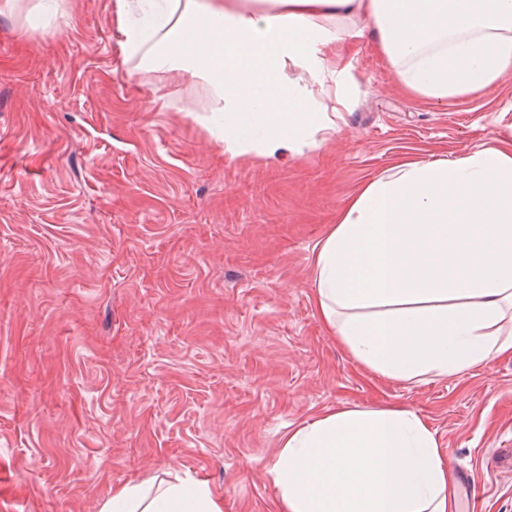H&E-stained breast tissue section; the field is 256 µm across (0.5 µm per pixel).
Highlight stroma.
<instances>
[{"mask_svg":"<svg viewBox=\"0 0 512 512\" xmlns=\"http://www.w3.org/2000/svg\"><path fill=\"white\" fill-rule=\"evenodd\" d=\"M0 0V512H97L113 487L202 479L224 512H272L281 436L328 408L429 424L470 512H512V358L405 382L353 359L314 307L313 255L345 200L408 160L512 137V75L435 104L401 92L367 22L341 133L230 156L211 95L130 78L113 0Z\"/></svg>","mask_w":512,"mask_h":512,"instance_id":"stroma-1","label":"stroma"}]
</instances>
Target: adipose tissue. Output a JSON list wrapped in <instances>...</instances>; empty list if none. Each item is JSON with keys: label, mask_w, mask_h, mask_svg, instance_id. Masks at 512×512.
Wrapping results in <instances>:
<instances>
[{"label": "adipose tissue", "mask_w": 512, "mask_h": 512, "mask_svg": "<svg viewBox=\"0 0 512 512\" xmlns=\"http://www.w3.org/2000/svg\"><path fill=\"white\" fill-rule=\"evenodd\" d=\"M115 0L136 70L201 77L203 123L234 156L302 155L340 132L349 90L336 18L362 17L404 91L433 103L512 73V0ZM335 85L332 105L289 66ZM314 300L353 358L385 378L450 377L512 356V138L405 161L341 206L313 258ZM275 512H455V482L415 411L330 409L288 432ZM99 512H224L208 484L113 489Z\"/></svg>", "instance_id": "ef3b65f1"}]
</instances>
